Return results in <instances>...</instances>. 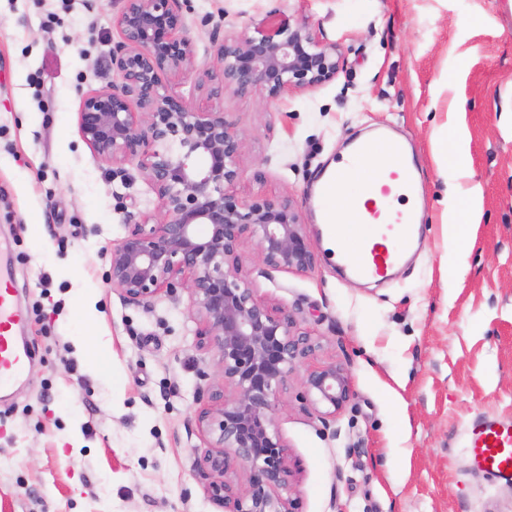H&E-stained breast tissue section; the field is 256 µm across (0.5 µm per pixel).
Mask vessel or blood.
Listing matches in <instances>:
<instances>
[{
    "label": "vessel or blood",
    "instance_id": "obj_1",
    "mask_svg": "<svg viewBox=\"0 0 512 512\" xmlns=\"http://www.w3.org/2000/svg\"><path fill=\"white\" fill-rule=\"evenodd\" d=\"M390 151L397 168L389 172L390 183L382 187V195H389L395 188L414 194L417 182L410 163L398 146H391ZM365 208L380 226L377 238L354 237L353 227L331 221L326 224V232L339 239L353 236L354 253L350 261L356 276L383 279L402 261L413 243L417 234L416 217L411 213L388 216L372 200L366 201ZM25 320V313L16 304L10 278L0 273V390L21 377L30 363L29 350L18 345L13 334L14 327ZM463 446L469 463L489 481L512 484V419L483 416L472 419L465 428Z\"/></svg>",
    "mask_w": 512,
    "mask_h": 512
}]
</instances>
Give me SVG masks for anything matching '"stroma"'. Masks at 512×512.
Here are the masks:
<instances>
[{
  "mask_svg": "<svg viewBox=\"0 0 512 512\" xmlns=\"http://www.w3.org/2000/svg\"><path fill=\"white\" fill-rule=\"evenodd\" d=\"M118 0H0V248L35 357L0 392V512H219L193 469L212 354L185 290L146 305L106 281L124 218L157 197L132 164L82 140L83 95L112 81ZM198 74L229 37L283 21L336 44L330 82L279 98L225 90L243 135L239 198L292 199L318 256L308 273H241L318 349L281 394L278 430L301 512H512L462 448L478 416L512 419V0H185ZM455 125L482 188L477 242L453 286L434 134ZM403 138L420 175L421 236L386 283L348 278L322 244L311 186L353 138ZM336 363L355 395L322 423L307 369Z\"/></svg>",
  "mask_w": 512,
  "mask_h": 512,
  "instance_id": "35a3bbf8",
  "label": "stroma"
}]
</instances>
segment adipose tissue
Wrapping results in <instances>:
<instances>
[{"mask_svg": "<svg viewBox=\"0 0 512 512\" xmlns=\"http://www.w3.org/2000/svg\"><path fill=\"white\" fill-rule=\"evenodd\" d=\"M392 166L391 156L383 144L376 141L371 142L362 162H355L351 153H344L336 168L344 172L346 178L333 194L323 197V211L333 213L338 223L357 225L367 235L372 232V223L362 220V211L358 207L360 201L372 198L390 212H411L413 203H401L399 190H392L386 197L379 192ZM480 195L481 187L477 184L455 194L457 204L448 226V271H457L474 245L472 228L478 215Z\"/></svg>", "mask_w": 512, "mask_h": 512, "instance_id": "1", "label": "adipose tissue"}]
</instances>
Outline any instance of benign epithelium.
I'll return each mask as SVG.
<instances>
[{"label":"benign epithelium","mask_w":512,"mask_h":512,"mask_svg":"<svg viewBox=\"0 0 512 512\" xmlns=\"http://www.w3.org/2000/svg\"><path fill=\"white\" fill-rule=\"evenodd\" d=\"M121 41L112 49V85L85 94L78 130L99 159L134 163L157 195L156 211L133 222L112 245L107 281L129 304L160 292L188 291L200 327L197 345L216 355L215 378L194 423L206 446L194 470L224 512H299L291 497L296 469L277 427L289 377L318 345L294 316L260 301L240 275L241 251L252 243L264 266L306 273L317 261L301 212L289 199L238 197L243 137L218 105L196 107L173 80L195 71V46L180 0H119ZM219 73L207 88L255 90L278 98L336 78L341 56L306 23L227 39L211 31ZM305 398L323 420L353 397L347 368L330 363L306 373ZM245 475L239 482L237 472Z\"/></svg>","instance_id":"benign-epithelium-1"}]
</instances>
